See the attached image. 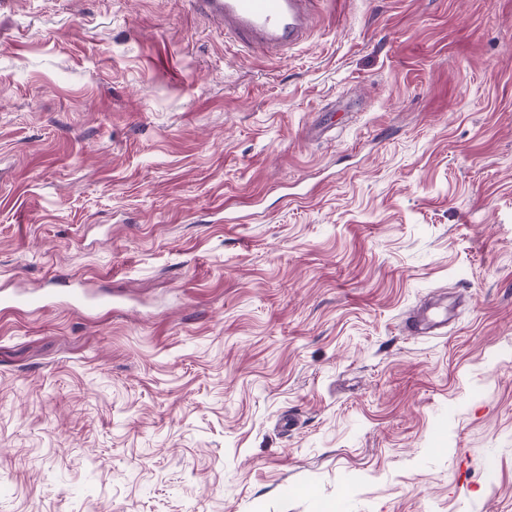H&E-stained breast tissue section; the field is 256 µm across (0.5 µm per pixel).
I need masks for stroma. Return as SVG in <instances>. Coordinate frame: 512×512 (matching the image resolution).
Listing matches in <instances>:
<instances>
[{"label": "stroma", "instance_id": "1", "mask_svg": "<svg viewBox=\"0 0 512 512\" xmlns=\"http://www.w3.org/2000/svg\"><path fill=\"white\" fill-rule=\"evenodd\" d=\"M319 10L0 8V512H512V0ZM318 0H191L196 11L224 26V35L268 59H281L305 42ZM44 297H37L23 293L0 295L1 311L20 310L27 307H41ZM450 317L447 303L429 302L413 311L405 329L411 336H438L448 327Z\"/></svg>", "mask_w": 512, "mask_h": 512}]
</instances>
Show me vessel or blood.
I'll use <instances>...</instances> for the list:
<instances>
[{
  "instance_id": "obj_1",
  "label": "vessel or blood",
  "mask_w": 512,
  "mask_h": 512,
  "mask_svg": "<svg viewBox=\"0 0 512 512\" xmlns=\"http://www.w3.org/2000/svg\"><path fill=\"white\" fill-rule=\"evenodd\" d=\"M318 0H191L196 11L224 27L225 36L245 47L280 59L305 42L316 19ZM447 305L430 302L407 318L413 336H437L447 327Z\"/></svg>"
}]
</instances>
